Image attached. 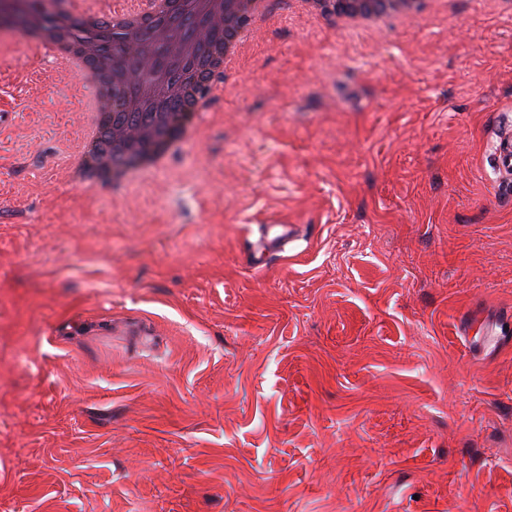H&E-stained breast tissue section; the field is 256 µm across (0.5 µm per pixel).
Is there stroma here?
<instances>
[{
  "instance_id": "35a3bbf8",
  "label": "stroma",
  "mask_w": 512,
  "mask_h": 512,
  "mask_svg": "<svg viewBox=\"0 0 512 512\" xmlns=\"http://www.w3.org/2000/svg\"><path fill=\"white\" fill-rule=\"evenodd\" d=\"M449 11L275 0L199 139L117 195L70 180L61 66L0 54V512H512V15ZM271 221L312 232L257 274ZM425 3L414 5L404 12H392L378 1L372 0H292V14L309 16L315 20H329L342 29H375L387 16L403 13L417 16ZM494 172L496 175L495 184L500 191L501 186H506L508 196H511V174H512V137L510 134L500 137L493 149Z\"/></svg>"
}]
</instances>
